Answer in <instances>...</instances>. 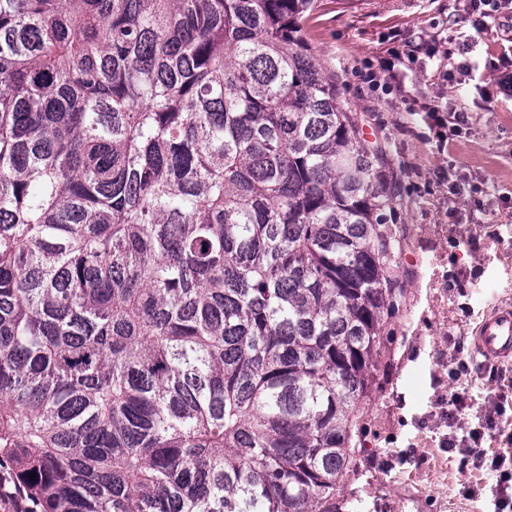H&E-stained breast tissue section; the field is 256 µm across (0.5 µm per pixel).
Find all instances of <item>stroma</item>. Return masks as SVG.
Returning a JSON list of instances; mask_svg holds the SVG:
<instances>
[{"label": "stroma", "instance_id": "1", "mask_svg": "<svg viewBox=\"0 0 512 512\" xmlns=\"http://www.w3.org/2000/svg\"><path fill=\"white\" fill-rule=\"evenodd\" d=\"M304 36L323 71L382 150L393 198L386 217L402 238L403 298L393 338L360 407L359 444L336 491V512H493L490 495L461 493L491 475L460 469L443 448L453 391L484 402L497 383L473 348L487 307L512 301V9L478 32L454 0H316ZM472 38L473 77L446 79L447 51ZM436 48L403 85L372 89L361 75L387 49ZM464 112L468 121L438 150L419 105Z\"/></svg>", "mask_w": 512, "mask_h": 512}]
</instances>
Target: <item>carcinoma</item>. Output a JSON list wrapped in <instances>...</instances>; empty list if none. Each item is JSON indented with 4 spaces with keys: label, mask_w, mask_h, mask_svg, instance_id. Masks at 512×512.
<instances>
[{
    "label": "carcinoma",
    "mask_w": 512,
    "mask_h": 512,
    "mask_svg": "<svg viewBox=\"0 0 512 512\" xmlns=\"http://www.w3.org/2000/svg\"><path fill=\"white\" fill-rule=\"evenodd\" d=\"M314 2L0 0V460L39 512H336L401 240Z\"/></svg>",
    "instance_id": "carcinoma-1"
}]
</instances>
